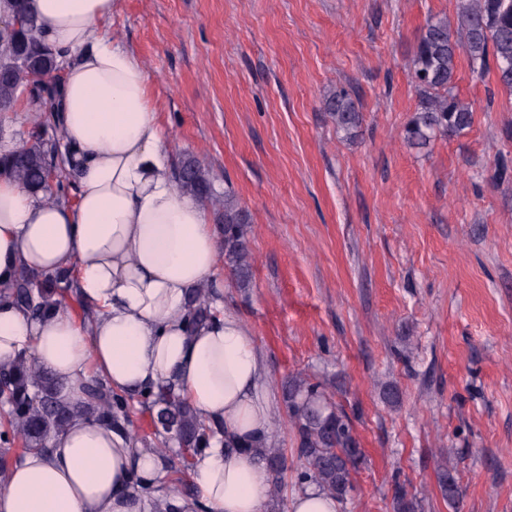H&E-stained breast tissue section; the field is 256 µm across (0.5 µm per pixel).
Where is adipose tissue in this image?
I'll return each mask as SVG.
<instances>
[{"instance_id": "1", "label": "adipose tissue", "mask_w": 512, "mask_h": 512, "mask_svg": "<svg viewBox=\"0 0 512 512\" xmlns=\"http://www.w3.org/2000/svg\"><path fill=\"white\" fill-rule=\"evenodd\" d=\"M117 4L26 0L64 65L54 119L78 189L75 202L51 203L0 178V288L23 268L65 270L85 312L34 317L0 299V365L33 359L74 404L93 377L120 393L174 384L218 431L196 456L184 512H266L269 483L250 447L270 430L266 370L236 317L186 322L190 291L219 263L218 227L173 181L144 66L101 28ZM48 446L11 469L0 512H145L132 480L163 476L157 453L104 422L73 419Z\"/></svg>"}]
</instances>
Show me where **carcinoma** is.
<instances>
[{
  "label": "carcinoma",
  "mask_w": 512,
  "mask_h": 512,
  "mask_svg": "<svg viewBox=\"0 0 512 512\" xmlns=\"http://www.w3.org/2000/svg\"><path fill=\"white\" fill-rule=\"evenodd\" d=\"M16 25L0 32V112L11 110L22 90L32 91L33 101L42 112L53 113L56 103L52 91L42 95L39 89L57 80L58 53L42 39L36 21L15 0ZM468 58L472 72L483 73L494 62L498 80L512 90V0H459L456 23L448 17L430 19L416 45L411 72L419 94L418 107L405 127V142L424 149L437 137H446L468 129L473 120L469 104L454 92L456 64L459 54ZM324 109L346 134L357 132L363 113L344 89H338L324 101ZM55 144L34 132L0 161V177L21 186L46 192V199L59 201L65 194L63 183L52 188L45 177ZM177 189L203 202L212 198L211 184L199 162L186 158L174 168ZM221 224L224 263L242 288L251 282L250 249L247 227L250 218L231 192H224V211L216 216ZM70 277L46 275L23 270L3 291L21 311L39 315L62 304ZM190 324L197 325L213 315L208 290L198 288L187 301ZM140 404L156 410L154 435L160 438L155 452L165 455L175 442L187 452L208 447L214 428L207 425L198 412L177 392L174 385L149 387L139 392ZM285 409L298 442L297 455L304 469L298 473L300 488L315 485L336 503L346 502L352 485V473L364 460V453L353 434L352 423L343 408L331 401L319 383L302 375L290 378L282 386ZM0 409L5 420L0 430V474H6L8 455L15 445L19 461L29 452L47 451V441L61 432L76 416L106 421L119 433L128 432L130 409L125 395L114 392L103 381L91 379L85 385V399L80 405L65 401L55 379L39 370L34 362L21 358L9 367H0ZM264 459L271 472V496L281 489L283 455L279 448L263 447ZM140 486V494L151 501L155 512H182L173 498L157 496L158 489ZM441 488L448 502L457 505L462 498L456 470L445 471ZM393 512H420L416 495L396 483L392 488Z\"/></svg>",
  "instance_id": "cac0c4a2"
}]
</instances>
